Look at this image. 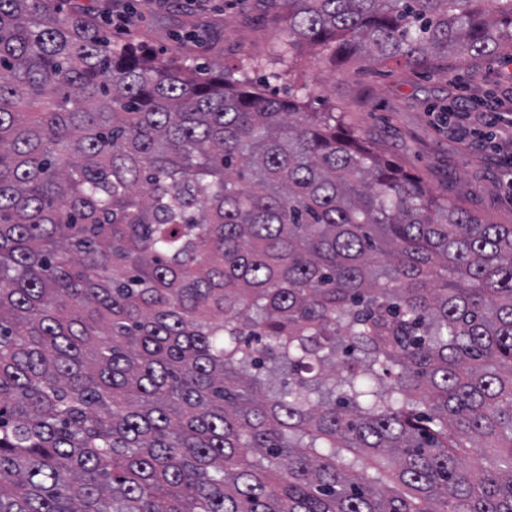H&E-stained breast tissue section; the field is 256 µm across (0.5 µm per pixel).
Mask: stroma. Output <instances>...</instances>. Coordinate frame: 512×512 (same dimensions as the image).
Segmentation results:
<instances>
[{"instance_id": "stroma-1", "label": "stroma", "mask_w": 512, "mask_h": 512, "mask_svg": "<svg viewBox=\"0 0 512 512\" xmlns=\"http://www.w3.org/2000/svg\"><path fill=\"white\" fill-rule=\"evenodd\" d=\"M125 6L128 20L108 19L105 35L159 55L179 38L188 63L220 61L231 75L242 56L266 57L284 38L282 16L265 0H206L201 9L187 0H126ZM297 55L294 78L313 89L309 111L343 113L347 125L434 195L456 199L493 223L512 224L505 156L487 140L453 131L440 119L463 99L490 105L511 97L506 56L452 58L431 68L401 60L354 61L340 68L306 44Z\"/></svg>"}]
</instances>
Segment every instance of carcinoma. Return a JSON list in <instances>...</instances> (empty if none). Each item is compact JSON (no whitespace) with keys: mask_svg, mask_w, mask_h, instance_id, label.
<instances>
[{"mask_svg":"<svg viewBox=\"0 0 512 512\" xmlns=\"http://www.w3.org/2000/svg\"><path fill=\"white\" fill-rule=\"evenodd\" d=\"M270 3L234 79L0 0V512H512V224L250 78L512 0Z\"/></svg>","mask_w":512,"mask_h":512,"instance_id":"carcinoma-1","label":"carcinoma"}]
</instances>
